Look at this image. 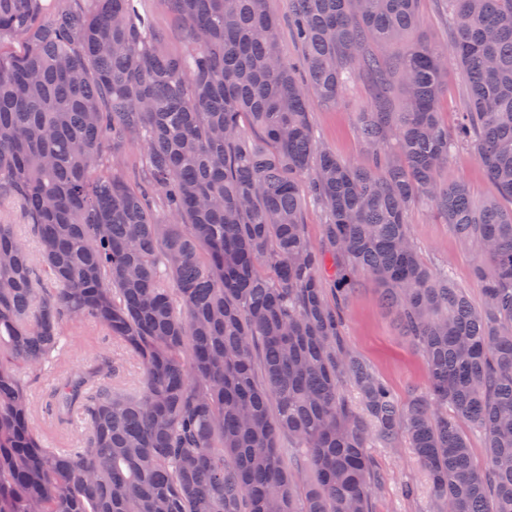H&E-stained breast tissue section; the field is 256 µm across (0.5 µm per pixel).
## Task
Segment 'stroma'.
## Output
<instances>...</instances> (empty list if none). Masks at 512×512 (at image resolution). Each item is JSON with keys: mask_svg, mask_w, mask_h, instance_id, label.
Instances as JSON below:
<instances>
[{"mask_svg": "<svg viewBox=\"0 0 512 512\" xmlns=\"http://www.w3.org/2000/svg\"><path fill=\"white\" fill-rule=\"evenodd\" d=\"M140 15L153 27L169 32L168 52H184L181 26L168 0H136ZM447 0H419V23L408 33L407 42L421 40L443 46L448 42ZM373 91L369 76L356 77L346 85L339 105L332 110L312 103L310 120L316 138L344 161H357L365 154L358 134L356 114L362 111ZM446 182L465 183L473 198L481 201L495 196L472 150L461 149L439 171ZM410 235L421 257L434 267L448 268L456 284L464 288L473 304H481L482 292L474 276L475 250L463 247L447 224L423 202L416 203L409 215ZM344 331L351 352L362 360L399 400H406L411 389L425 388L428 367L422 353L402 336L392 315L381 303L376 289L363 288L352 294L344 308ZM68 347L60 370L68 372L92 362L97 353H112L120 361L115 381L126 394L136 391L141 380L138 360L118 343L103 340L93 327L67 326ZM370 455L375 461L379 480L372 490V512H432L426 477L411 450L386 448L371 441Z\"/></svg>", "mask_w": 512, "mask_h": 512, "instance_id": "obj_1", "label": "stroma"}]
</instances>
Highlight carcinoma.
I'll use <instances>...</instances> for the list:
<instances>
[{"label":"carcinoma","mask_w":512,"mask_h":512,"mask_svg":"<svg viewBox=\"0 0 512 512\" xmlns=\"http://www.w3.org/2000/svg\"><path fill=\"white\" fill-rule=\"evenodd\" d=\"M290 2L304 80L266 0H169L184 54L134 0H0V206L20 202L42 255L0 217V512H372L371 434L408 443L442 512H512V0H448V45L396 53L418 0ZM450 60L469 90L452 131ZM362 73L367 160L345 162L309 108ZM133 139L146 165L130 174ZM464 145L497 196L439 180ZM419 199L477 252L482 306L419 256ZM367 284L427 362L402 403L346 343L343 304ZM74 321L135 355L143 385L116 392L106 359L62 376L42 412L86 434L53 448L18 370L58 367ZM303 208L305 214V236L308 241L317 246L321 239V226L324 223V215L320 205L309 194L303 198Z\"/></svg>","instance_id":"obj_1"}]
</instances>
